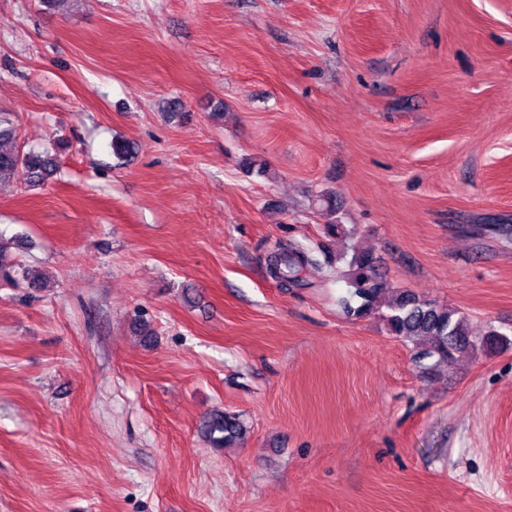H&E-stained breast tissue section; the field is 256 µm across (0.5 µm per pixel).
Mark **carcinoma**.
Instances as JSON below:
<instances>
[{"instance_id": "obj_1", "label": "carcinoma", "mask_w": 512, "mask_h": 512, "mask_svg": "<svg viewBox=\"0 0 512 512\" xmlns=\"http://www.w3.org/2000/svg\"><path fill=\"white\" fill-rule=\"evenodd\" d=\"M18 128L10 112H0V180L15 179L28 187L40 186L54 172V159L46 152H24L18 148ZM347 260V283L350 300L347 313L356 318L379 314L388 332L404 341L424 337L427 349L420 359L435 358L440 363H452L456 355L475 351L494 352L512 340L504 333L490 330L484 336H472L466 316L455 308L420 299L406 290H396L382 312L379 298L388 288L379 269L378 257L368 251L352 249ZM320 265L313 251L296 244H280L269 259L270 275L280 287L289 288L300 282L307 269ZM25 280L30 288H38L37 280L29 279L20 265L10 260L6 248L0 246V283L16 284ZM204 431L216 448H224L241 438L245 426L239 416L227 412L211 415Z\"/></svg>"}]
</instances>
